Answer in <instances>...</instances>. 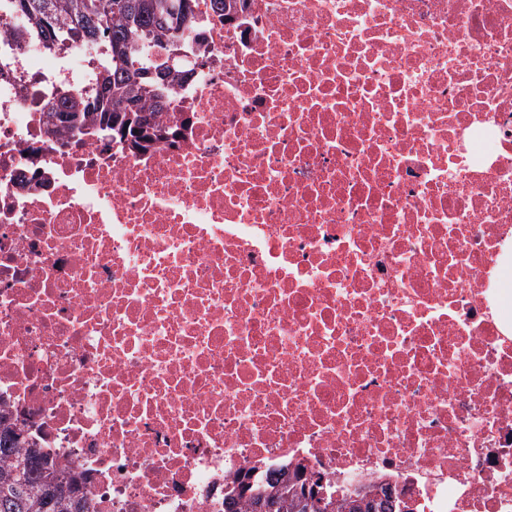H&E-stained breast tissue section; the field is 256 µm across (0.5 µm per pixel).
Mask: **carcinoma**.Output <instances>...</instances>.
Returning a JSON list of instances; mask_svg holds the SVG:
<instances>
[{"label":"carcinoma","mask_w":512,"mask_h":512,"mask_svg":"<svg viewBox=\"0 0 512 512\" xmlns=\"http://www.w3.org/2000/svg\"><path fill=\"white\" fill-rule=\"evenodd\" d=\"M21 15L33 22L35 39L95 42L108 51L110 63L98 95L60 101L51 111L68 131L98 123L112 134L135 141L163 138L147 115L161 82H176L186 67L173 57L174 42L195 27L193 0H0V21ZM304 470L282 474L248 490L232 487L224 494V512H256L268 502L274 512H403L391 492L382 496L356 490L340 501L318 491L321 480L300 481ZM87 494H77L72 480L49 461V454L26 447L21 433L0 415V512H90Z\"/></svg>","instance_id":"cac0c4a2"}]
</instances>
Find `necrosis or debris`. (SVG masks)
Returning a JSON list of instances; mask_svg holds the SVG:
<instances>
[{"instance_id":"4bbe7bcc","label":"necrosis or debris","mask_w":512,"mask_h":512,"mask_svg":"<svg viewBox=\"0 0 512 512\" xmlns=\"http://www.w3.org/2000/svg\"><path fill=\"white\" fill-rule=\"evenodd\" d=\"M159 142L60 134L98 43L0 25V408L97 512L244 471L512 512V0H194ZM497 288L494 315L506 331H512V258L507 255L498 266Z\"/></svg>"}]
</instances>
